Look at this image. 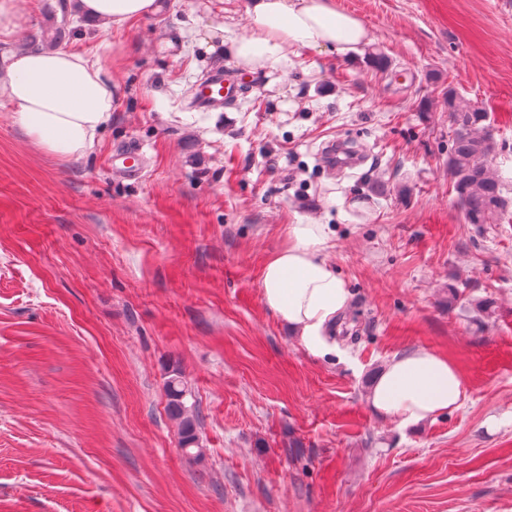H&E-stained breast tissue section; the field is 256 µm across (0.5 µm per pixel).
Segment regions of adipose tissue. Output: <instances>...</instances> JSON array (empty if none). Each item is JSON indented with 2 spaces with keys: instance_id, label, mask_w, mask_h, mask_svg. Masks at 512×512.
<instances>
[{
  "instance_id": "obj_1",
  "label": "adipose tissue",
  "mask_w": 512,
  "mask_h": 512,
  "mask_svg": "<svg viewBox=\"0 0 512 512\" xmlns=\"http://www.w3.org/2000/svg\"><path fill=\"white\" fill-rule=\"evenodd\" d=\"M76 11L108 30H122L155 13L157 0H74ZM249 28L228 51L247 72L274 68L294 47L347 55L368 40L361 22L337 12L332 0H252ZM118 92L108 70L84 55L60 48L11 52L0 71V99L13 120L43 151L76 160L92 147L112 115ZM290 243L261 272L262 301L298 334L311 355L334 350L330 331L349 307L352 293L326 255L328 227L294 224ZM464 377L447 357L417 348L388 360L366 400L380 416L416 428L457 409Z\"/></svg>"
}]
</instances>
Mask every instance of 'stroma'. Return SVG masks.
Here are the masks:
<instances>
[{
  "mask_svg": "<svg viewBox=\"0 0 512 512\" xmlns=\"http://www.w3.org/2000/svg\"><path fill=\"white\" fill-rule=\"evenodd\" d=\"M249 2L159 0L110 32L28 0L18 45L68 18L64 49L119 91L76 162L0 101V512H512V214L465 223L446 103L452 88L489 112L512 177V0H334L370 36L358 52L295 48L244 74L222 41ZM217 66L242 94L190 107ZM331 140L365 163L323 169ZM127 143L137 181L111 168ZM292 224L327 225L352 292L324 358L262 302ZM416 348L453 361L466 394L402 429L366 394ZM172 365L197 461L167 414ZM166 392L167 412L177 426L179 445L190 458L196 460L202 450L199 446V420L194 409L186 404L185 399L191 394L181 370L176 366H172L168 372Z\"/></svg>",
  "mask_w": 512,
  "mask_h": 512,
  "instance_id": "1",
  "label": "stroma"
}]
</instances>
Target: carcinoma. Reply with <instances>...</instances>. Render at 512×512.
<instances>
[{"mask_svg":"<svg viewBox=\"0 0 512 512\" xmlns=\"http://www.w3.org/2000/svg\"><path fill=\"white\" fill-rule=\"evenodd\" d=\"M448 172L468 224H498L512 210V180L492 168L496 153L489 113L448 88ZM167 412L177 426L179 445L196 460L201 456L199 420L186 404L190 395L178 367H171L166 381Z\"/></svg>","mask_w":512,"mask_h":512,"instance_id":"cac0c4a2","label":"carcinoma"}]
</instances>
